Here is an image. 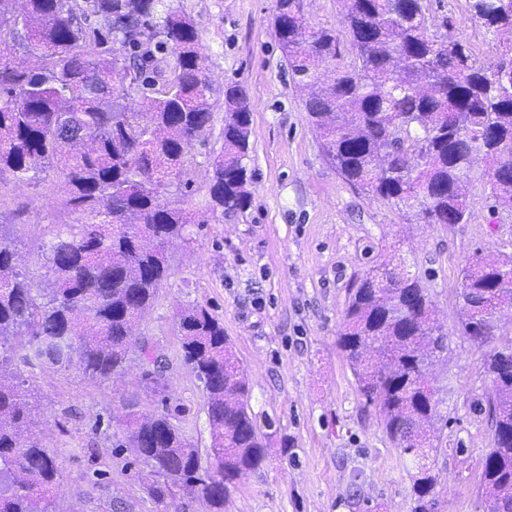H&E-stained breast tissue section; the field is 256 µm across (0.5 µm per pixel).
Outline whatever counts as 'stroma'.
Listing matches in <instances>:
<instances>
[{
    "instance_id": "stroma-1",
    "label": "stroma",
    "mask_w": 512,
    "mask_h": 512,
    "mask_svg": "<svg viewBox=\"0 0 512 512\" xmlns=\"http://www.w3.org/2000/svg\"><path fill=\"white\" fill-rule=\"evenodd\" d=\"M165 2L193 19L214 90L213 119L190 153V212L205 200L223 147L225 84L244 88L251 112L250 207L189 226L190 243L169 249L172 276L138 326L167 364L169 405L200 454L212 438L203 385L182 356L178 316L188 306L223 322L248 375L251 412L273 423L263 468L241 478L224 512H412L409 470L337 345L352 283L394 253L422 280L448 334V355L429 373L440 398L429 431L438 451L434 512H486L480 486L494 390L485 365L493 346L459 330L461 271L478 252L512 255V211L493 208L485 160L476 159L466 186L465 224H431L370 198L322 153L278 44L275 0ZM428 6L432 31L471 47L481 63L507 44L469 19L466 0ZM61 199L54 175L35 185L0 175V224L10 227L20 267L41 288L53 280L41 246L59 225L77 221ZM138 376L133 362L106 381L48 366L26 371L33 429L63 476L57 512H112L116 497L126 512H161L143 489L149 468L114 448L123 398ZM97 469L108 473L98 485Z\"/></svg>"
}]
</instances>
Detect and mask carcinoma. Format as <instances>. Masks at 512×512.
<instances>
[{"mask_svg":"<svg viewBox=\"0 0 512 512\" xmlns=\"http://www.w3.org/2000/svg\"><path fill=\"white\" fill-rule=\"evenodd\" d=\"M471 19L512 32V0H467ZM340 30L311 28L295 0H276L275 31L325 155L340 176L372 197L415 210L434 224L468 222L469 181L459 163L471 147L492 163L494 207L512 209V173L499 170L501 143L512 144V50L479 65L469 47L430 33L425 0H342ZM97 16L105 32L82 25ZM22 44L36 66L0 63V175L34 185L53 172L63 207L81 217L42 246L54 276L48 293L14 261L0 224V354L15 365L0 373V512H56L61 471L29 429L24 368H75L84 379L119 374L129 354L151 365L142 389L162 408L139 411L125 397L119 452L151 467L147 494L163 512H179L178 492L224 512L243 475L263 467L265 445L249 412V386L224 326L203 306L179 314L183 360L203 383L213 438L207 462L174 423L161 359L145 338L126 332L153 307L171 276L167 252L185 240L191 217L179 189L189 186L188 155L212 120L211 86L193 21L163 0H0V34ZM355 50L334 66L339 36ZM118 44L115 52L107 44ZM133 93L149 112H129ZM224 149L213 162L206 208L250 205L247 167L251 115L244 91L224 85ZM404 262L384 260L350 289L338 346L385 433L414 474L413 512H430L437 485L435 448L421 428L437 416L426 380L448 352L427 289ZM461 330L490 325L491 309L512 302V256L476 253L462 269ZM493 444L482 460L481 496L491 512H512V372L486 367Z\"/></svg>","mask_w":512,"mask_h":512,"instance_id":"obj_1","label":"carcinoma"}]
</instances>
